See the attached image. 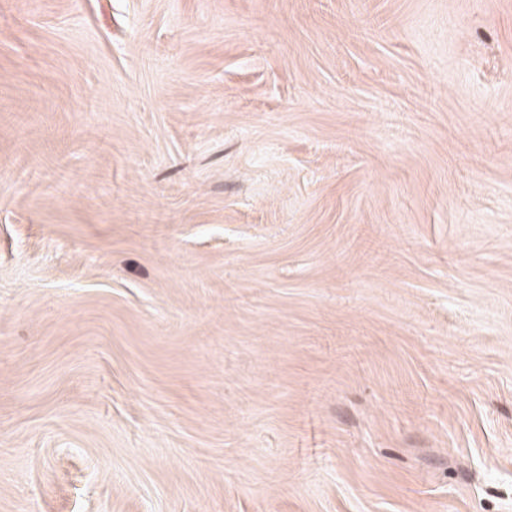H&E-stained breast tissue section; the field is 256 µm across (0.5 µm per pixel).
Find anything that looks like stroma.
<instances>
[{
    "label": "stroma",
    "mask_w": 512,
    "mask_h": 512,
    "mask_svg": "<svg viewBox=\"0 0 512 512\" xmlns=\"http://www.w3.org/2000/svg\"><path fill=\"white\" fill-rule=\"evenodd\" d=\"M0 512H512V0H0Z\"/></svg>",
    "instance_id": "stroma-1"
}]
</instances>
